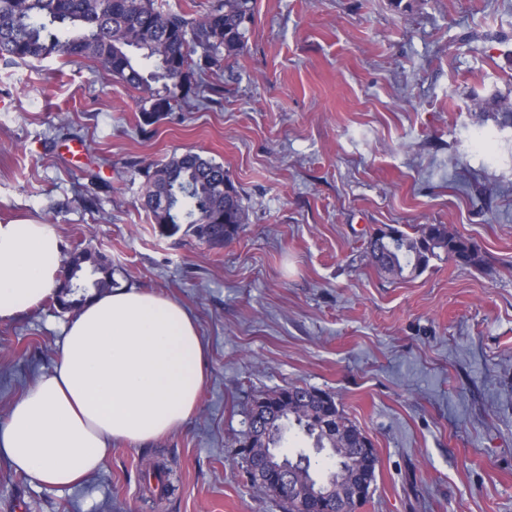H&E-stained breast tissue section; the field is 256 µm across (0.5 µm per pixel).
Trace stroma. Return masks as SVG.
<instances>
[{"mask_svg":"<svg viewBox=\"0 0 512 512\" xmlns=\"http://www.w3.org/2000/svg\"><path fill=\"white\" fill-rule=\"evenodd\" d=\"M206 80L222 92L146 133L141 92L93 61L0 63V222L104 255L118 287L181 302L206 346L181 427L113 445L72 488L0 460V512H282L239 440L254 399L291 385L333 394L372 442L357 512H512V0H257L246 51ZM189 150L244 196L219 247L139 205L130 162ZM426 224L480 263L405 281L371 264L376 232ZM67 318L47 301L0 321V421Z\"/></svg>","mask_w":512,"mask_h":512,"instance_id":"35a3bbf8","label":"stroma"}]
</instances>
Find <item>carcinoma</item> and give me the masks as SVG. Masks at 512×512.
I'll return each mask as SVG.
<instances>
[{
	"label": "carcinoma",
	"mask_w": 512,
	"mask_h": 512,
	"mask_svg": "<svg viewBox=\"0 0 512 512\" xmlns=\"http://www.w3.org/2000/svg\"><path fill=\"white\" fill-rule=\"evenodd\" d=\"M255 7L256 0H216L203 15L189 19L161 9L156 0H0V57L7 65L53 57L94 59L115 79L147 93L140 124L150 126L181 101L199 95L195 74L219 69L224 58L245 51ZM131 168L144 178L141 206L155 224H186L198 239L221 246L245 223L241 190L219 163L189 151L166 162L134 161ZM219 181L224 182L222 194L215 186ZM381 235L391 236L394 246L380 248L374 236L369 258L397 280L422 272L433 258L479 262L475 245L448 233L443 224L425 225L419 238L398 228ZM112 284L110 262L89 251L76 252L61 270L56 299L77 309L88 290L101 294ZM286 392L309 401V407L303 414L278 416L277 438L266 437V447H279L296 426L313 439L317 451L330 448L337 464L354 469L355 448L365 435L344 416L335 397L328 393L323 400L317 389L297 385ZM328 416L343 429L348 447H337L336 437L323 430L321 422Z\"/></svg>",
	"instance_id": "1"
}]
</instances>
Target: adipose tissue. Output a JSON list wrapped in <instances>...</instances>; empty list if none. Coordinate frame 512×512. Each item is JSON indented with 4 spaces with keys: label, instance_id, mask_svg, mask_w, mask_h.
I'll return each instance as SVG.
<instances>
[{
    "label": "adipose tissue",
    "instance_id": "obj_1",
    "mask_svg": "<svg viewBox=\"0 0 512 512\" xmlns=\"http://www.w3.org/2000/svg\"><path fill=\"white\" fill-rule=\"evenodd\" d=\"M62 241L48 224H0V320L54 295ZM205 344L177 301L140 288L88 299L64 326L58 361L0 423V460L61 489L105 467L113 444L141 445L197 409Z\"/></svg>",
    "mask_w": 512,
    "mask_h": 512
}]
</instances>
